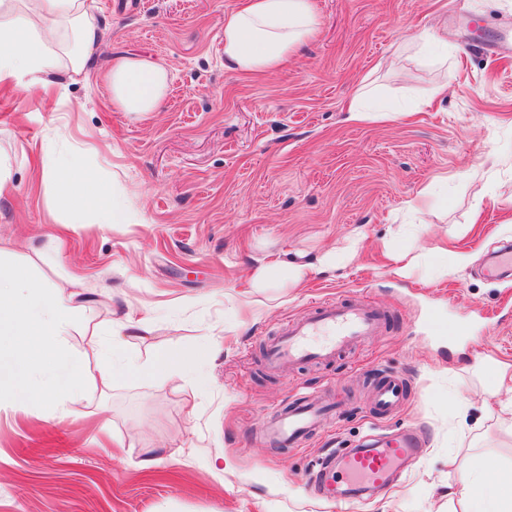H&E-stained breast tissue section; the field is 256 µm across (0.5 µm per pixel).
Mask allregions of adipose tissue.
<instances>
[{
    "label": "adipose tissue",
    "mask_w": 512,
    "mask_h": 512,
    "mask_svg": "<svg viewBox=\"0 0 512 512\" xmlns=\"http://www.w3.org/2000/svg\"><path fill=\"white\" fill-rule=\"evenodd\" d=\"M318 17L312 0H240L224 15V65L248 74H266L281 69L294 51L312 37ZM70 36V64L82 70L98 39V25L88 0H0V84L16 94L29 95L40 75L59 68L53 45ZM113 110L130 113L157 111L166 96L170 76L161 64L133 57L113 61L106 77ZM69 178L59 190L55 205L62 211L78 209L94 200L103 224H129L132 211L117 201L108 184L95 179L79 158L67 161ZM335 251L320 253L315 264H267L251 274L253 287H264L274 271L292 282H306L312 267L335 269ZM198 354L167 351L149 362L131 360L123 370L100 368L102 389H111L119 373L146 371L165 376L197 370ZM468 475L448 493L449 502L463 505V512H512V470L500 467L484 453L471 454Z\"/></svg>",
    "instance_id": "ef3b65f1"
}]
</instances>
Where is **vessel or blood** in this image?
<instances>
[{"instance_id":"vessel-or-blood-1","label":"vessel or blood","mask_w":512,"mask_h":512,"mask_svg":"<svg viewBox=\"0 0 512 512\" xmlns=\"http://www.w3.org/2000/svg\"><path fill=\"white\" fill-rule=\"evenodd\" d=\"M512 268V249L505 247L493 254L483 274L498 279ZM383 324V315L370 301L346 303L327 301L314 312L288 321L267 344L266 357L270 367L308 360H330L345 345L374 335ZM408 388L400 377L382 374L374 396V406L383 415L390 414L407 397ZM328 400L299 397L277 412L263 429L264 434L283 448L298 446L331 412ZM419 442L408 433L392 439L373 440L371 447L347 450L339 458H327L321 471L340 466V481L354 487L387 486L394 474L416 459Z\"/></svg>"}]
</instances>
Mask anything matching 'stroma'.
I'll return each mask as SVG.
<instances>
[{"instance_id": "1", "label": "stroma", "mask_w": 512, "mask_h": 512, "mask_svg": "<svg viewBox=\"0 0 512 512\" xmlns=\"http://www.w3.org/2000/svg\"><path fill=\"white\" fill-rule=\"evenodd\" d=\"M89 2L101 37L81 72L62 67L24 97L0 86L12 177L0 257L75 293L84 309L64 345L88 373L111 363L126 319L154 332L123 355L204 356L187 376L87 385L80 414L61 419L0 404V512H448L471 452L512 468V413L484 389L490 369L512 366V275L480 273L489 251L512 246V56L486 51L512 0H314L318 34L263 76L224 67V14L239 0ZM435 38L447 48L416 57ZM128 55L168 68L158 111H113L105 75ZM364 84L386 118L348 121ZM73 152L135 223L56 209L59 183L43 171ZM422 192L424 214L411 209ZM356 232V262L304 288L281 275L250 287L260 264ZM400 253L406 277L392 272ZM326 299L369 300L382 329L331 361L268 370L266 340ZM450 322L463 335L442 333ZM381 370L411 390L387 418L368 399ZM316 395L340 407L303 447L262 435L291 398ZM401 427L419 431L423 453L385 489L347 503L319 491L330 451Z\"/></svg>"}]
</instances>
